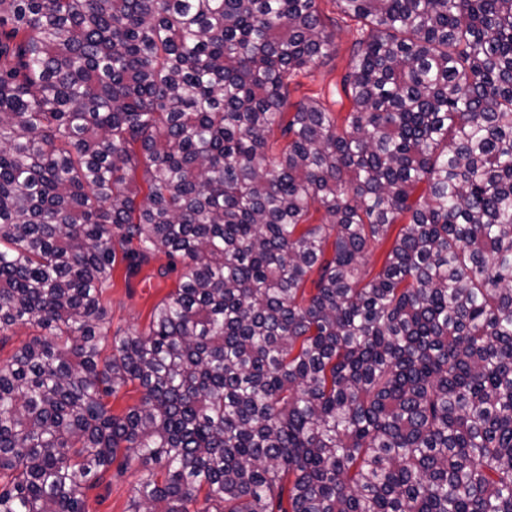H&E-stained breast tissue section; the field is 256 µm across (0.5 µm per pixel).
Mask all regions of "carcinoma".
<instances>
[{
  "label": "carcinoma",
  "mask_w": 512,
  "mask_h": 512,
  "mask_svg": "<svg viewBox=\"0 0 512 512\" xmlns=\"http://www.w3.org/2000/svg\"><path fill=\"white\" fill-rule=\"evenodd\" d=\"M320 2L0 0V512H512V0ZM321 7L324 9L325 16L330 19H326V24L328 30L334 32L336 53L318 62L315 68L306 77L300 76L298 78L303 86L298 92L292 94L291 102L298 101L305 93L325 92L326 95L328 94L329 96V100L327 98L326 100L331 110L333 112H340L337 115L343 117L346 112H349L350 103L343 96L340 86H338V89L342 95V103L336 102V100L339 99V95L336 91V82L339 83L340 77L345 73L349 65L352 46L355 40L359 38L358 26L354 21H342L337 15V11H334L335 8L330 2H321ZM337 19L338 24L335 25ZM329 89L334 91L332 100L330 98ZM170 266L169 257L157 253L148 266L128 280L126 262L118 253L112 286L106 288L102 295V302L112 321V331L148 332L154 307L177 286L178 271H169L163 277L158 275L160 269ZM116 465L104 474L101 483L88 488L82 484L79 488L87 512H125L130 488L139 479L140 472L135 468L122 476H116Z\"/></svg>",
  "instance_id": "obj_1"
}]
</instances>
